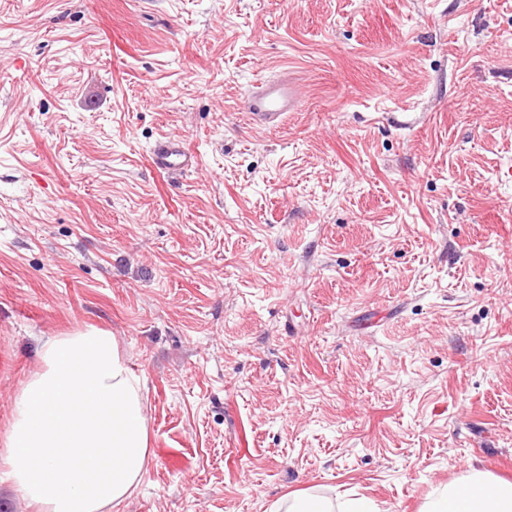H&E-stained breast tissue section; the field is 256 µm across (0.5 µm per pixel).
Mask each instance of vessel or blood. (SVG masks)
I'll use <instances>...</instances> for the list:
<instances>
[{
  "label": "vessel or blood",
  "mask_w": 512,
  "mask_h": 512,
  "mask_svg": "<svg viewBox=\"0 0 512 512\" xmlns=\"http://www.w3.org/2000/svg\"><path fill=\"white\" fill-rule=\"evenodd\" d=\"M302 97L293 82L285 79L258 81L242 101V110L251 123L278 127L287 113L298 111ZM152 164L168 172H186L195 165V157L175 137H163L151 154Z\"/></svg>",
  "instance_id": "1"
}]
</instances>
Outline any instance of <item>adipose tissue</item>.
Here are the masks:
<instances>
[{"label":"adipose tissue","mask_w":512,"mask_h":512,"mask_svg":"<svg viewBox=\"0 0 512 512\" xmlns=\"http://www.w3.org/2000/svg\"><path fill=\"white\" fill-rule=\"evenodd\" d=\"M39 357L13 398L0 462L40 512H116L149 453L139 381L115 336L98 328L46 337ZM469 483L470 498L448 486L425 512H512V481L476 473Z\"/></svg>","instance_id":"1"}]
</instances>
